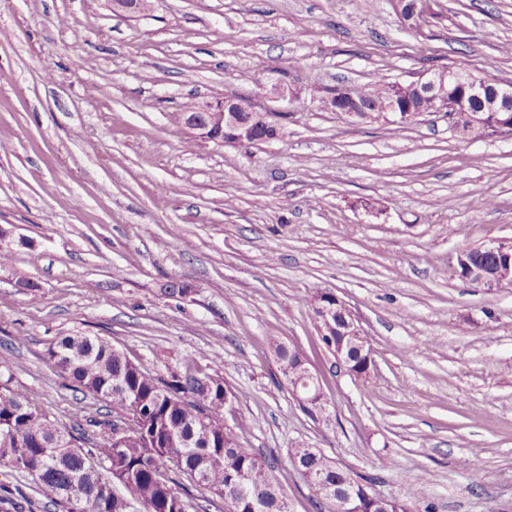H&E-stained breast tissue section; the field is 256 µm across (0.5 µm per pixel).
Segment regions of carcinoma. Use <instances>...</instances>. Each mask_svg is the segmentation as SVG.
Returning a JSON list of instances; mask_svg holds the SVG:
<instances>
[{"label": "carcinoma", "instance_id": "1", "mask_svg": "<svg viewBox=\"0 0 512 512\" xmlns=\"http://www.w3.org/2000/svg\"><path fill=\"white\" fill-rule=\"evenodd\" d=\"M355 98L373 108L369 119L382 118L381 109L398 95L383 78L353 89ZM413 123L433 104L415 92ZM479 115L484 125L473 124ZM499 113L487 100L474 99L470 111L458 112L451 123L463 134L497 132ZM50 359L79 390L109 405V419H89L100 428L99 440L80 433L77 443H59L66 433L57 421L32 405L29 395L0 383V468L32 477L42 496L72 512H208L210 500L194 502L180 493L168 478L164 461H173L191 483L226 501L231 512H290L275 474V467L262 462L251 448L224 426V381L201 373L187 361L180 371L163 377L153 369L130 360L104 339L65 336L49 350ZM117 418L124 426L122 438L112 441ZM109 455L113 481L93 467L94 458ZM289 459L302 477L321 473L332 494L350 498L347 512H374L370 491L372 479L361 476L351 485V471L338 470L320 452L292 448Z\"/></svg>", "mask_w": 512, "mask_h": 512}]
</instances>
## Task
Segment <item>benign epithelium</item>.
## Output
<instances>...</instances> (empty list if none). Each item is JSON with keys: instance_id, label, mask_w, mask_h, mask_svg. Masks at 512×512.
Instances as JSON below:
<instances>
[{"instance_id": "7a95c632", "label": "benign epithelium", "mask_w": 512, "mask_h": 512, "mask_svg": "<svg viewBox=\"0 0 512 512\" xmlns=\"http://www.w3.org/2000/svg\"><path fill=\"white\" fill-rule=\"evenodd\" d=\"M112 10L127 13H141L150 8L151 0H110ZM412 84L424 89L425 94L433 99L439 112H466L469 102L478 98L487 88L486 82L473 79L470 71L465 69H450L448 73L438 76L434 73L422 76ZM351 85L342 84L332 88L325 101V107L332 112H338L350 118L362 119L365 108L360 105L350 92ZM275 113L268 110H258L246 101L237 97H225L214 101L198 102L185 115L184 128L200 138L221 140L227 145H252L261 142L257 134L262 130L275 127ZM485 250L494 257L495 263L489 272L473 271L469 278L487 287L499 286L504 283L512 284V247L492 242ZM314 320L318 335L329 336L335 329V322L342 324V329L356 343L359 356L367 366H372L373 349L365 336L355 315L345 302L339 300L336 306L319 305L314 312ZM330 354L336 361V366L343 369L354 378L359 374L353 369L349 358V349L342 341L331 344ZM299 362L301 379L291 388L305 411H310L315 417H320L323 411L321 389L318 378L307 366V361L300 353H295ZM311 491L332 512H342L346 503L341 500H331L330 486L318 477L308 483Z\"/></svg>"}]
</instances>
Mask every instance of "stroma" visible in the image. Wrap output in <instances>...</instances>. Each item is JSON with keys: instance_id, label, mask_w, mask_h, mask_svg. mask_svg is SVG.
I'll use <instances>...</instances> for the list:
<instances>
[{"instance_id": "1", "label": "stroma", "mask_w": 512, "mask_h": 512, "mask_svg": "<svg viewBox=\"0 0 512 512\" xmlns=\"http://www.w3.org/2000/svg\"><path fill=\"white\" fill-rule=\"evenodd\" d=\"M457 67L512 80V0H428L412 28L390 0H0V377L70 429L106 407L49 361L61 337L162 375L188 359L235 393L224 421L290 512H316L300 445L412 512H512V284L453 268L512 242V134L463 137L442 112L352 123L313 95ZM275 83L299 99L269 103ZM222 94L272 107L278 138L170 124ZM314 288L358 317L369 386L322 345ZM275 341L318 372L330 422L296 402ZM1 495L65 512L6 468Z\"/></svg>"}]
</instances>
